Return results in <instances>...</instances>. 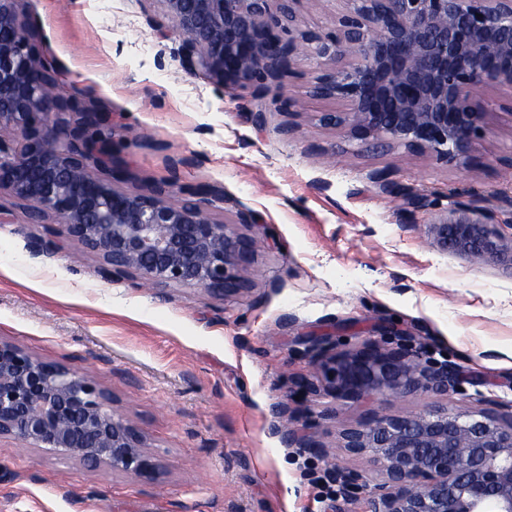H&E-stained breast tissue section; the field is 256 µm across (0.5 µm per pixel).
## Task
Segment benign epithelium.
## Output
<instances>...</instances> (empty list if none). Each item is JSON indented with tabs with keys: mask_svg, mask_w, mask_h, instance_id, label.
Returning <instances> with one entry per match:
<instances>
[{
	"mask_svg": "<svg viewBox=\"0 0 512 512\" xmlns=\"http://www.w3.org/2000/svg\"><path fill=\"white\" fill-rule=\"evenodd\" d=\"M18 0H0V191L33 204L30 219L56 224L54 234L100 257L103 277L154 288L204 290L216 296L248 286L254 240L239 212L217 221L205 199L180 198L173 182L147 193L118 187L127 172L112 144L88 129L105 115L78 104L39 54L19 17ZM171 21L161 32L182 39L185 62L234 93L261 98L292 73V34L301 0H160ZM336 27L301 36L315 58L328 57L313 95L347 103L323 120L362 142L403 147L445 161L468 157L489 130L475 100L484 86L512 90V0H345ZM71 112L73 121L59 115ZM104 170L107 178L93 174ZM433 247L472 264H492L512 278V220L471 199L452 200L428 224ZM395 346L367 344L342 357L317 344L326 391L341 401L387 393L458 391L452 362L421 361L415 337L394 333ZM290 448L322 457L326 447L292 429L277 430ZM45 448L94 469L141 480L166 465L145 436L90 378L0 340V438ZM342 447L367 454L374 475L347 466L333 481L352 497L369 493L370 512H512V410L470 414L446 407L375 417L341 433Z\"/></svg>",
	"mask_w": 512,
	"mask_h": 512,
	"instance_id": "7a95c632",
	"label": "benign epithelium"
}]
</instances>
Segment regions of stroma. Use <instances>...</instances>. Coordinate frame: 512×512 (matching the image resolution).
I'll use <instances>...</instances> for the list:
<instances>
[{"instance_id":"1","label":"stroma","mask_w":512,"mask_h":512,"mask_svg":"<svg viewBox=\"0 0 512 512\" xmlns=\"http://www.w3.org/2000/svg\"><path fill=\"white\" fill-rule=\"evenodd\" d=\"M39 51L77 99L106 114L96 136L127 171L124 191L173 181L217 189L216 220L257 245L250 288L216 297L103 278L75 243L32 255L52 225L0 195V340L84 373L168 465L155 482L0 439V512H367L368 496L332 491L348 457L343 430L375 416L512 403V278L429 244L427 225L452 198L480 199L512 219V93L480 90L493 118L471 155L446 163L375 148L325 124L344 102L310 94L319 66L298 51L282 89L240 98L182 62L161 0H19ZM291 105H284L283 96ZM265 113L256 126L249 109ZM419 195L425 207L406 198ZM392 330L456 363L460 393L362 402L299 392L320 369L307 349L355 351ZM292 416L275 419L274 405ZM314 437L320 458L284 445L275 426Z\"/></svg>"}]
</instances>
